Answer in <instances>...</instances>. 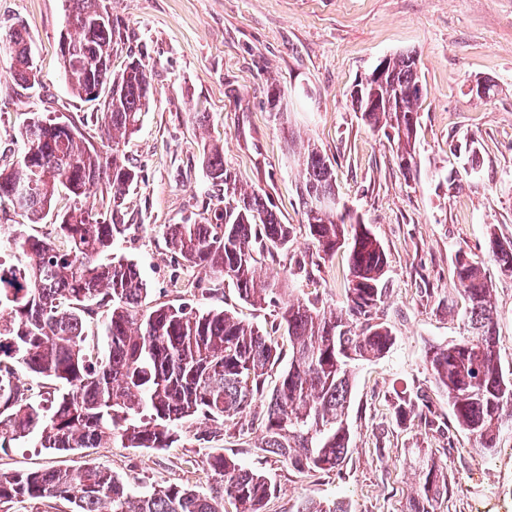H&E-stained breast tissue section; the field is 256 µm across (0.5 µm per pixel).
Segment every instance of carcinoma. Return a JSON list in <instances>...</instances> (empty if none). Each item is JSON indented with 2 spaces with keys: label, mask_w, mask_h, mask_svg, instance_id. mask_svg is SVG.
Segmentation results:
<instances>
[{
  "label": "carcinoma",
  "mask_w": 512,
  "mask_h": 512,
  "mask_svg": "<svg viewBox=\"0 0 512 512\" xmlns=\"http://www.w3.org/2000/svg\"><path fill=\"white\" fill-rule=\"evenodd\" d=\"M68 17L85 22L99 11L107 21L89 26L82 61L67 84L78 98L89 96L86 71L98 70L112 85V101L91 115L112 142L98 149L85 135L67 137V122L32 113L20 132L18 160L0 167V206L27 220L8 239L11 259L0 262V448L33 440L53 453L76 455L102 443L164 451L180 444L184 426L206 424L194 434L207 447L228 424L240 435L260 422L259 448L307 475L338 468L350 452L347 414L352 367L383 356L393 344L391 328L378 321L387 295L386 253L368 225L337 209L312 207L320 194L336 193L330 158L315 146L298 155L297 193L304 231L316 258L348 252L349 278L344 306L326 312L316 300L279 301L274 285L257 276V258L287 251L295 227L283 224L269 197L238 190L224 167V150L202 148V164L217 196L198 224H170L166 242L193 269L202 271L219 293L227 284L257 309L273 307V319L259 327L224 308L193 310L183 305H148L149 288L136 264L99 256L124 235L126 192L138 178L120 146L149 110L152 66L130 46L128 25L112 17L104 0H69ZM13 78L31 88L39 83L23 28L9 34ZM126 50L121 74L107 68L113 54ZM417 55L385 59L376 87L351 95L354 111L371 128L393 135L399 165L411 169L423 96ZM37 150L28 164L24 156ZM71 205L54 212L59 190ZM103 194L105 210L87 205ZM55 217V236L27 232V224ZM490 249L501 271L512 274V245L490 234ZM455 289L463 296V336L426 354L433 378L448 395L459 429L475 442L476 454H492L505 420L512 419V373L501 363L493 282L482 262L460 249ZM107 308L105 346H86V320ZM288 359L279 384L264 396L269 372ZM30 373L45 391L36 399L22 380ZM396 421L419 419L431 430L442 422L427 398L398 392L391 400ZM417 485L409 512H438L448 496V473L441 460L418 449ZM205 481L193 486L157 481L150 490L135 486L111 469L89 462L34 471H0V504L62 499L72 512H263L277 486L262 473L222 452L207 454ZM296 512H349L302 499Z\"/></svg>",
  "instance_id": "cac0c4a2"
}]
</instances>
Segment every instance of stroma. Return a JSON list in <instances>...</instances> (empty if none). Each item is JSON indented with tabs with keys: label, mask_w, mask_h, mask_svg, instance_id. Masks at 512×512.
Returning a JSON list of instances; mask_svg holds the SVG:
<instances>
[{
	"label": "stroma",
	"mask_w": 512,
	"mask_h": 512,
	"mask_svg": "<svg viewBox=\"0 0 512 512\" xmlns=\"http://www.w3.org/2000/svg\"><path fill=\"white\" fill-rule=\"evenodd\" d=\"M134 35L153 67L152 96L139 130L124 150L139 170L125 199L130 228L109 253L136 263L154 304L226 308L265 324L268 310L241 301L234 289L212 296L173 287L196 279L171 252V224L201 220L208 203L202 146L224 145V165L242 189L266 193L282 223L303 221L293 151L315 145L334 161L342 202L368 224L388 258L389 292L378 315L393 331L382 358L357 362L347 423L351 449L330 473L307 476L262 452L254 436L225 433L219 447L244 467L263 472L278 489L267 512H294L311 497L344 501L350 512H407L414 489L413 452L429 448L448 467V496L439 512H512V430L495 454L480 458L458 429L439 434L391 417L393 391H423L434 411L452 420L447 395L424 362L426 350L462 336L465 303L454 288L458 250L476 255L494 285L498 340L504 367L512 368V275L488 248L489 234L512 241V0H106ZM68 0H0V166L15 160L19 132L31 113L85 122L93 104L73 96L64 80L57 44ZM25 28L38 87L11 77L5 41ZM413 52L427 94L420 112L412 173L399 165L396 147L351 107L350 91L383 58ZM490 81L491 98L471 91ZM287 89L283 114L271 112L268 85ZM205 113L196 124L193 113ZM86 124V122H85ZM298 139L288 146L287 131ZM85 135L98 137L86 124ZM480 157L469 171L468 143ZM297 233L289 251L263 260L260 277H273L282 298H318L325 309L343 305L347 252L294 272L311 251ZM193 435L156 452L93 448V462L134 478L140 490L156 481L184 484L202 457ZM33 444L0 449V470L27 471L71 464Z\"/></svg>",
	"instance_id": "obj_1"
}]
</instances>
